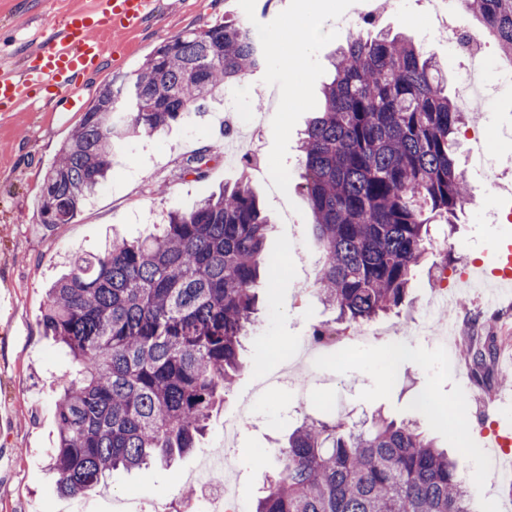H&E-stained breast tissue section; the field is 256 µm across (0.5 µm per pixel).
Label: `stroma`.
Listing matches in <instances>:
<instances>
[{
    "label": "stroma",
    "mask_w": 512,
    "mask_h": 512,
    "mask_svg": "<svg viewBox=\"0 0 512 512\" xmlns=\"http://www.w3.org/2000/svg\"><path fill=\"white\" fill-rule=\"evenodd\" d=\"M92 3L0 0V32L14 39L13 53L0 54V68L20 64L23 49L47 39L56 19ZM248 3L228 0L225 11H242ZM358 5L359 0H271V11L283 24L305 16L312 19L313 27L298 47L303 70L284 67L281 53H274L265 71L230 88L207 111L184 118L161 136L117 142L108 181L71 223L52 231L38 222L40 188L79 123L82 108L107 80L123 79L136 70L163 39L210 26L223 20L225 11H215L213 0H158L153 18L139 31L110 42L100 72L83 78L70 91L76 109L50 112L39 104L0 113V416L13 420L9 431L0 434V454L11 459L9 467H0V512H70L74 504L83 512H109L110 500L128 496L139 498L144 512H153L160 501L171 502L174 512H191L189 473L202 460L221 456L234 459L240 471L235 491L241 512H253L268 473L277 468L279 444L303 417L324 420L340 413V400L347 405L342 413L357 424L379 414L415 422L455 460L472 512H512V485L493 477L484 449L493 433H504V421L512 419V385L493 381L476 389L470 378L437 364L431 342L451 325L460 334L512 337V301L491 305L481 289L465 282L454 289V305L435 308L428 318L423 315L424 300L435 285L430 276L433 266L454 270L479 261L491 267L500 240L512 236V164L504 162L512 154V86H494L456 136V157L467 171L474 206L460 214L457 224L431 225L432 248L415 271L411 305L377 320L388 338L409 337L410 360L394 364L385 376L379 347L342 359L325 352L316 361L318 375L306 399H298L286 387L267 394L255 404L234 441L224 440V414L253 391L254 366L293 368L294 340L311 335L333 317L316 289H300L304 282H315L322 250L302 189L298 141L320 104L328 59L348 38L332 18ZM377 23L404 33L424 54L436 57L448 76L449 95H456L466 61L433 35L423 0H405L402 10L379 13ZM297 83L304 91L301 105L287 110L282 100L272 99V92ZM228 109L254 113L255 120L235 125L233 134L225 135ZM475 129L484 132L491 147L499 171L497 184L471 167L468 133ZM199 153L206 156L202 179L188 171L191 158ZM244 173L274 220L265 253L287 262L288 270L278 277L269 307L243 341L244 368L233 389L217 406L197 447L171 465L116 472L79 498L59 496L47 471V452L57 438L54 401L59 379L71 362L39 326L47 285L61 274L68 256L99 247L115 232L137 239L167 211L189 209ZM424 318L429 321L426 333H416L417 322ZM427 391L441 402L461 405L469 428L468 452H460L449 441L447 428L416 407V394Z\"/></svg>",
    "instance_id": "stroma-1"
}]
</instances>
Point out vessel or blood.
<instances>
[{
	"instance_id": "obj_1",
	"label": "vessel or blood",
	"mask_w": 512,
	"mask_h": 512,
	"mask_svg": "<svg viewBox=\"0 0 512 512\" xmlns=\"http://www.w3.org/2000/svg\"><path fill=\"white\" fill-rule=\"evenodd\" d=\"M154 12V0H97L92 9L68 13L49 41L27 51L19 71L0 72V112L17 111L41 93H58L97 71L107 37L138 31ZM496 258L503 270L497 287L512 294L511 240H502Z\"/></svg>"
}]
</instances>
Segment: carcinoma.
Wrapping results in <instances>:
<instances>
[{"label":"carcinoma","mask_w":512,"mask_h":512,"mask_svg":"<svg viewBox=\"0 0 512 512\" xmlns=\"http://www.w3.org/2000/svg\"><path fill=\"white\" fill-rule=\"evenodd\" d=\"M512 68V0H458ZM239 16L162 41L134 77L102 86L46 172L39 223H70L112 168L118 140L155 137L259 69ZM323 104L300 143L305 190L323 247L318 295L360 327L404 304L431 246L471 202L453 134L463 113L434 58L398 34L359 32L330 61ZM271 215L248 179L138 240L73 258L48 289L43 335L77 365L60 382L57 490L79 497L112 472L168 462L196 447L243 369L242 340L277 263L263 259ZM497 337L464 345L486 384ZM255 512H469L448 452L415 427L306 420L278 451Z\"/></svg>","instance_id":"carcinoma-1"}]
</instances>
